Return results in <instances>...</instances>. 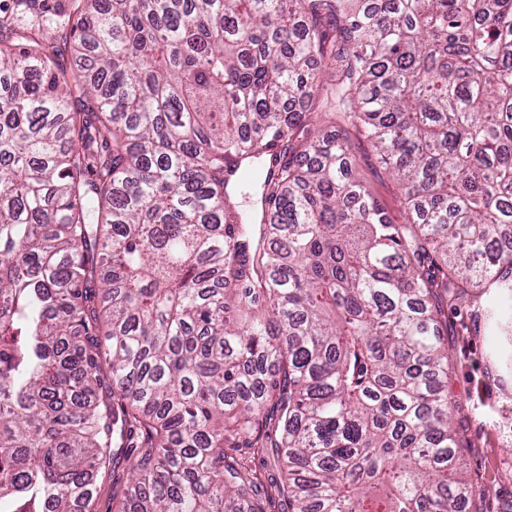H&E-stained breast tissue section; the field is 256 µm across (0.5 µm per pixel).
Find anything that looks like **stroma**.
<instances>
[{"label": "stroma", "mask_w": 512, "mask_h": 512, "mask_svg": "<svg viewBox=\"0 0 512 512\" xmlns=\"http://www.w3.org/2000/svg\"><path fill=\"white\" fill-rule=\"evenodd\" d=\"M352 152L358 178L393 223H404V196L397 182L365 142H355ZM495 342L504 347L511 341L493 337L479 312L462 321L449 317L450 385L457 396L476 407L467 422L466 435L473 442L467 467L477 487L488 492L491 512H505L512 503V375L499 379L488 374L486 354Z\"/></svg>", "instance_id": "obj_1"}]
</instances>
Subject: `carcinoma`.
<instances>
[{"label":"carcinoma","mask_w":512,"mask_h":512,"mask_svg":"<svg viewBox=\"0 0 512 512\" xmlns=\"http://www.w3.org/2000/svg\"><path fill=\"white\" fill-rule=\"evenodd\" d=\"M511 238L512 0L0 8V504L488 512L442 320ZM358 178L372 191L394 224L405 222L404 196L397 182L378 164L372 149L351 136Z\"/></svg>","instance_id":"1"}]
</instances>
